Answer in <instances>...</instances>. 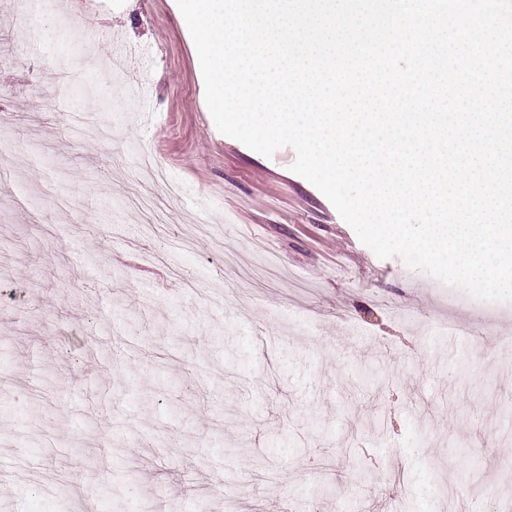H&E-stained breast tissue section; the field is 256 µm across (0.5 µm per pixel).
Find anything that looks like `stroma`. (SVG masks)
Segmentation results:
<instances>
[{"instance_id":"stroma-1","label":"stroma","mask_w":512,"mask_h":512,"mask_svg":"<svg viewBox=\"0 0 512 512\" xmlns=\"http://www.w3.org/2000/svg\"><path fill=\"white\" fill-rule=\"evenodd\" d=\"M58 2L0 0V512H512V302L220 133L176 0Z\"/></svg>"}]
</instances>
